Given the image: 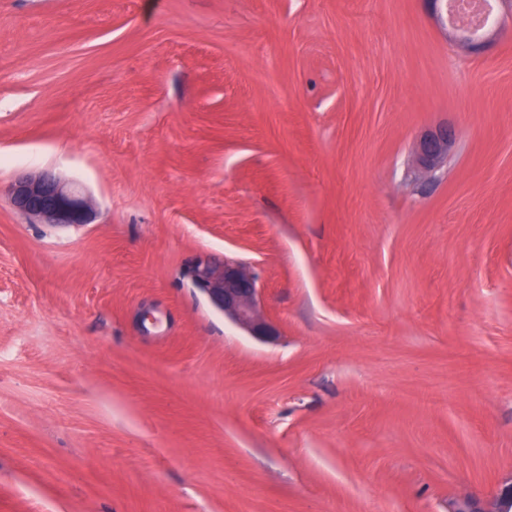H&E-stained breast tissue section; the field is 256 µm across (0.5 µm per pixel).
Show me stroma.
<instances>
[{"label": "stroma", "mask_w": 512, "mask_h": 512, "mask_svg": "<svg viewBox=\"0 0 512 512\" xmlns=\"http://www.w3.org/2000/svg\"><path fill=\"white\" fill-rule=\"evenodd\" d=\"M497 11L467 50L425 0H0V512H448L512 480ZM44 172L90 223L12 205ZM200 255L251 268L278 342ZM455 135L448 125L423 134L416 146V162L427 172H436L448 163ZM192 286L204 294L210 304L228 316L250 336L266 342L276 341L280 332L275 324L257 311L256 278L243 264L224 258L216 262L199 256L188 267Z\"/></svg>", "instance_id": "1"}]
</instances>
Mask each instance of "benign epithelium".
I'll return each mask as SVG.
<instances>
[{"instance_id": "1", "label": "benign epithelium", "mask_w": 512, "mask_h": 512, "mask_svg": "<svg viewBox=\"0 0 512 512\" xmlns=\"http://www.w3.org/2000/svg\"><path fill=\"white\" fill-rule=\"evenodd\" d=\"M454 141L455 135L446 125L423 134L416 146L419 167L427 172L442 169L448 163ZM11 202L43 224L89 223L84 198L75 188L48 173L18 177L11 186ZM188 278L215 309L249 335L266 342L279 338L277 326L263 319L257 311L256 278L243 264L227 257L216 262L208 256H200L188 267ZM448 512H512V482L482 504L470 499L458 500Z\"/></svg>"}]
</instances>
